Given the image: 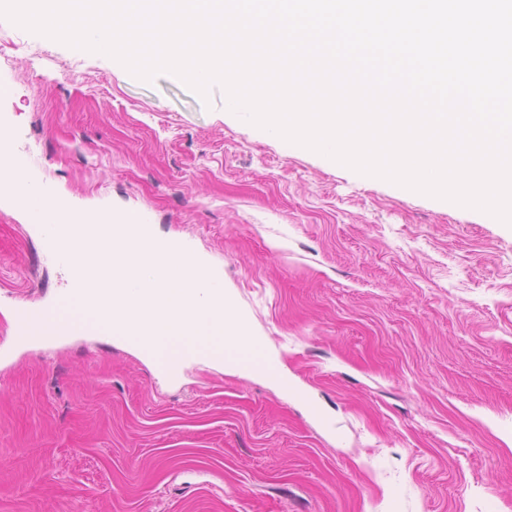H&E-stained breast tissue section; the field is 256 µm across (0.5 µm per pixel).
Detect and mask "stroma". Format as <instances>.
<instances>
[{
  "label": "stroma",
  "mask_w": 512,
  "mask_h": 512,
  "mask_svg": "<svg viewBox=\"0 0 512 512\" xmlns=\"http://www.w3.org/2000/svg\"><path fill=\"white\" fill-rule=\"evenodd\" d=\"M0 79L45 180L188 242L274 356L17 344L64 270L0 200V512H512L511 229L4 18Z\"/></svg>",
  "instance_id": "1"
}]
</instances>
